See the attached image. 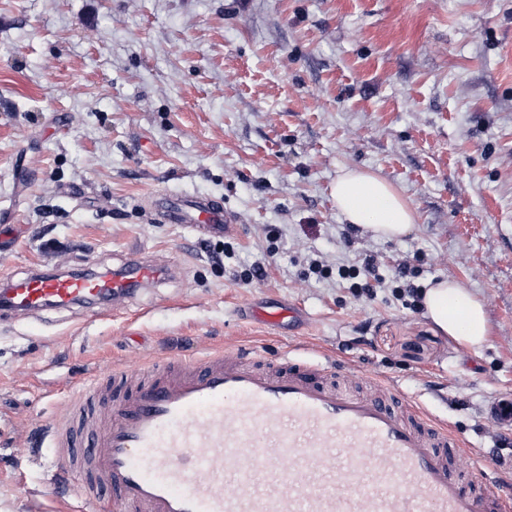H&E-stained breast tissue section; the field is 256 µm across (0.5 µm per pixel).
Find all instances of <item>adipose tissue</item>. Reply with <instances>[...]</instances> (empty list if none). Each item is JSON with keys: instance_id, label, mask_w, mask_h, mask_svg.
<instances>
[{"instance_id": "ef3b65f1", "label": "adipose tissue", "mask_w": 512, "mask_h": 512, "mask_svg": "<svg viewBox=\"0 0 512 512\" xmlns=\"http://www.w3.org/2000/svg\"><path fill=\"white\" fill-rule=\"evenodd\" d=\"M332 195L346 222L381 239L404 236L416 222L411 203L393 185L362 169L343 170ZM423 305L437 328L460 345L477 347L484 342L488 334L484 306L455 280L443 279L427 288Z\"/></svg>"}]
</instances>
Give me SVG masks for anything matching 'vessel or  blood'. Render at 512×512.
I'll list each match as a JSON object with an SVG mask.
<instances>
[{"label": "vessel or blood", "instance_id": "b4317fda", "mask_svg": "<svg viewBox=\"0 0 512 512\" xmlns=\"http://www.w3.org/2000/svg\"><path fill=\"white\" fill-rule=\"evenodd\" d=\"M160 218L216 233L235 221L199 196L165 199ZM161 275L133 255L108 276L32 275L0 301L35 311L110 300ZM50 433L63 471L111 489V503L87 497L94 512H512V495L480 468L459 469L457 432L390 381L356 392L334 363L262 362L238 349L167 357L98 418Z\"/></svg>", "mask_w": 512, "mask_h": 512}]
</instances>
